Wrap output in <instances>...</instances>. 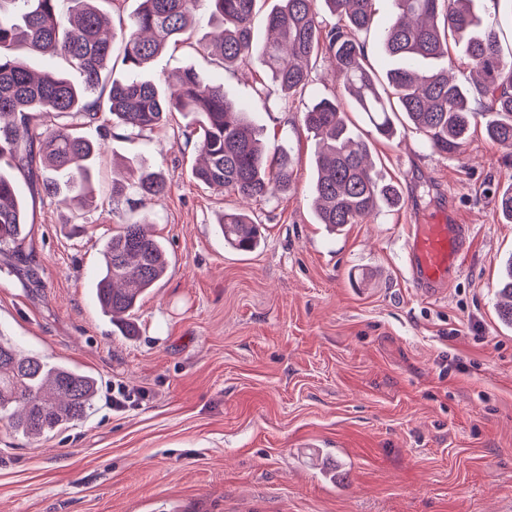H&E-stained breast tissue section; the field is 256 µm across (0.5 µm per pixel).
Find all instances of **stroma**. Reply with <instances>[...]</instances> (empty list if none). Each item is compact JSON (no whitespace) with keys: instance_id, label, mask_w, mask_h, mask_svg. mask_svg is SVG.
<instances>
[{"instance_id":"35a3bbf8","label":"stroma","mask_w":512,"mask_h":512,"mask_svg":"<svg viewBox=\"0 0 512 512\" xmlns=\"http://www.w3.org/2000/svg\"><path fill=\"white\" fill-rule=\"evenodd\" d=\"M211 32L199 13L190 43L150 75L191 68L223 83L268 141L290 145L295 185L252 203L258 250L229 249L217 220L243 202L194 179L180 112L105 137L92 206L68 209L18 180L31 271L10 272L0 254V335L91 372L99 397L46 441L0 421V512H512V328L495 294L512 223L493 196L512 184V155L480 124L459 154L407 128L372 140L404 203L330 232L311 206L316 141L301 122L307 104L342 94L328 61L312 62L304 97L262 99L258 59L224 68ZM129 161L162 171L166 194L113 203ZM443 213L469 225L470 244L428 297L405 267V224ZM145 217L171 266L134 313L137 335L120 336L95 296L101 247ZM117 383L143 399L113 410ZM321 454L339 484L321 476Z\"/></svg>"}]
</instances>
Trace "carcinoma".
<instances>
[{"label":"carcinoma","instance_id":"1","mask_svg":"<svg viewBox=\"0 0 512 512\" xmlns=\"http://www.w3.org/2000/svg\"><path fill=\"white\" fill-rule=\"evenodd\" d=\"M59 2L0 0V161L68 207L92 202L91 175L101 143L84 129L104 114L130 135L165 125L175 112L192 115L181 136L202 156L193 176L216 191L264 200L294 185L291 149L264 143L247 105L229 99L223 84L207 83L191 69L173 85L144 77L158 54L191 38L203 8L217 24L206 48L224 66L253 57L262 62L267 82L258 89L261 97L273 87L288 97L302 95L310 79L305 62L324 53L332 58L345 98L378 137L397 135L401 112L431 149L456 154L483 118L487 136L512 149V53L503 52L474 0H394V16L380 41L391 61L383 79L365 65L375 0H278L266 16L263 42L253 32L258 0H138L130 24L120 27L128 75L108 85L103 74L112 60L110 19L95 0H70L65 16ZM323 11L335 15L336 24H323ZM450 39L463 46L476 75L472 88L448 74ZM19 50L58 58L81 81L72 82L62 71H32L15 55ZM63 115L74 121L57 122ZM301 121L317 139L311 193L318 223L336 232L401 207L398 186L379 178L369 143L353 132L337 99L312 103ZM132 175L131 187L141 198L165 193L161 171L140 166ZM497 208L512 223V185L498 192ZM219 227L224 244L238 252L261 244L263 225L245 210L224 212ZM28 234L15 180L0 171V253L25 261L20 247ZM102 255L97 301L122 335L133 336L137 304L165 277L169 256L137 222L112 235ZM497 296L498 319L512 328V259L501 271ZM97 396L93 374L27 353L0 335V421L14 433L46 438L82 420Z\"/></svg>","mask_w":512,"mask_h":512}]
</instances>
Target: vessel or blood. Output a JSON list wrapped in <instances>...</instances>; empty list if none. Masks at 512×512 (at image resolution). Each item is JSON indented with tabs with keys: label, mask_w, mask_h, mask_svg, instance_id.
I'll return each instance as SVG.
<instances>
[{
	"label": "vessel or blood",
	"mask_w": 512,
	"mask_h": 512,
	"mask_svg": "<svg viewBox=\"0 0 512 512\" xmlns=\"http://www.w3.org/2000/svg\"><path fill=\"white\" fill-rule=\"evenodd\" d=\"M468 227L438 217L406 227L405 256L412 283L436 295L448 283V272L459 266L468 246Z\"/></svg>",
	"instance_id": "1"
}]
</instances>
